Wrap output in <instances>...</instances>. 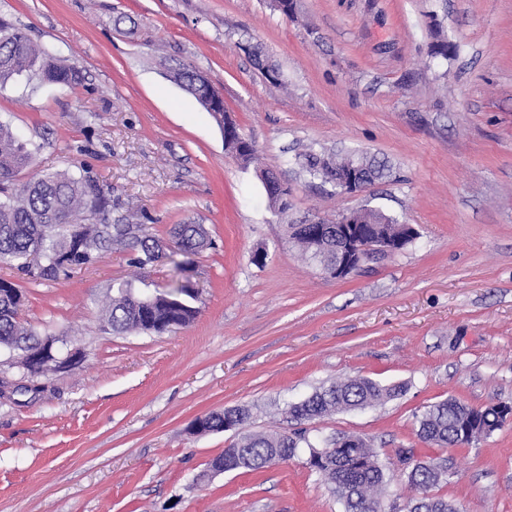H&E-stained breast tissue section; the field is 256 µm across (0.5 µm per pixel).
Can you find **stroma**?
<instances>
[{
	"mask_svg": "<svg viewBox=\"0 0 512 512\" xmlns=\"http://www.w3.org/2000/svg\"><path fill=\"white\" fill-rule=\"evenodd\" d=\"M0 18L79 73L72 86L0 85V124L33 153L20 181L85 168L153 236L195 222L214 242L180 273L165 260L138 268L120 246L49 282L0 264L26 296L22 322L85 352L0 398V512H344L303 452L209 474L243 432L188 426L233 407L250 409L251 432L364 439L397 507L410 490L392 458L412 448L446 464L436 492L461 512H512V418L460 447L416 436L424 407L448 397L512 405V0H297L291 18L272 0H0ZM185 65L223 97L257 161L225 154L221 127L174 79ZM311 146L376 156L390 175L349 195L283 166ZM264 170L287 184V213L270 208ZM363 205L418 235L331 278L290 227ZM178 281L198 291L192 324L102 328L120 284ZM355 377L405 391L301 426L287 417Z\"/></svg>",
	"mask_w": 512,
	"mask_h": 512,
	"instance_id": "obj_1",
	"label": "stroma"
}]
</instances>
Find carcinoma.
<instances>
[{
	"mask_svg": "<svg viewBox=\"0 0 512 512\" xmlns=\"http://www.w3.org/2000/svg\"><path fill=\"white\" fill-rule=\"evenodd\" d=\"M23 73H31L46 84H72L79 79L75 68L58 63L20 28L0 20V83ZM177 80L192 96L201 92L216 98L210 83L200 73L184 67L176 73ZM31 163L27 143L9 128L0 125V192L6 193L14 185L20 170ZM287 165L299 164L310 177L323 179L336 172L341 158L318 153L310 148L292 158ZM269 206L280 212L288 210V188L280 185L267 192ZM111 195L91 177L88 171L79 175L67 171L33 178L20 186L14 195L0 201V262L15 266L33 280L55 281L73 266L89 265L100 253L112 246H124L135 252L134 263L152 264L162 258L174 262L176 269L185 270L184 262L174 261L177 255L193 254L209 248L211 238L202 224H178L171 231V239L164 242L145 231L144 225L134 223L128 215L110 218ZM293 239L303 252L313 259L327 257L334 252L336 242H315L301 234ZM194 293L186 284H178L157 294L155 301L144 305L128 288L118 291L111 299L102 321L114 335L132 332L163 334L167 326H187L197 317L198 310L191 305ZM24 297L18 287L0 282V348L18 359L33 361L44 336L27 327L17 318ZM401 386L383 387L367 379L355 378L336 381L317 389L301 404H293L289 413L297 421L314 420L331 415L344 406L357 403L370 405L398 396ZM504 420L489 407H473L453 397L425 407L417 417L418 439L428 445L458 447L466 444L464 431L485 426L494 432ZM311 448L302 432L248 434L245 436V454L238 466L257 471L278 456L295 455L300 443ZM326 460L335 463L338 457L345 463L332 470L326 484L343 503L345 512H356L358 504L376 505L387 490V482L380 470L371 465L372 449L348 447L327 450ZM396 462L407 469V484L414 492L408 504L425 499L433 505V512H459V508L434 493V489L448 480L447 470H436L416 464L415 449L399 448Z\"/></svg>",
	"mask_w": 512,
	"mask_h": 512,
	"instance_id": "1",
	"label": "carcinoma"
}]
</instances>
